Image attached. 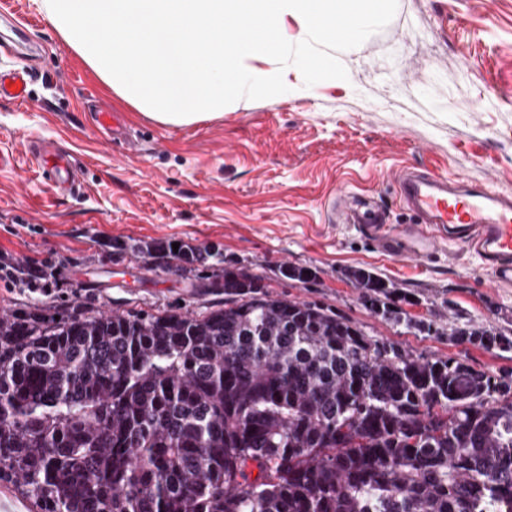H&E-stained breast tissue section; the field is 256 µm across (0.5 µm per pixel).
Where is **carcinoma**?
<instances>
[{
  "mask_svg": "<svg viewBox=\"0 0 512 512\" xmlns=\"http://www.w3.org/2000/svg\"><path fill=\"white\" fill-rule=\"evenodd\" d=\"M222 278L233 299L199 315L0 317V480L40 512H512V372L414 357L258 294V276ZM351 278L373 314L439 333L377 273ZM451 336L512 350L469 320Z\"/></svg>",
  "mask_w": 512,
  "mask_h": 512,
  "instance_id": "obj_1",
  "label": "carcinoma"
}]
</instances>
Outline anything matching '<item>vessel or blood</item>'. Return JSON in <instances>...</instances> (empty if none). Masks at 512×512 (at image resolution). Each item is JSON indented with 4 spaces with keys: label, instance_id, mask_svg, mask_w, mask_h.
<instances>
[{
    "label": "vessel or blood",
    "instance_id": "1",
    "mask_svg": "<svg viewBox=\"0 0 512 512\" xmlns=\"http://www.w3.org/2000/svg\"><path fill=\"white\" fill-rule=\"evenodd\" d=\"M16 103L28 100L26 82L20 74L0 78V96ZM39 169L50 168L58 184L69 183L73 173L64 158L50 146L33 153ZM403 205L416 216L414 223L387 229L381 216L363 211L353 199L339 211L345 223L374 236L381 250L423 258L440 241L459 243L483 261L494 283L512 285V197L487 184H467L420 171L401 172L396 180ZM31 503L13 488L0 486V512H30Z\"/></svg>",
    "mask_w": 512,
    "mask_h": 512
}]
</instances>
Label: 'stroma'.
<instances>
[{
    "mask_svg": "<svg viewBox=\"0 0 512 512\" xmlns=\"http://www.w3.org/2000/svg\"><path fill=\"white\" fill-rule=\"evenodd\" d=\"M16 22L37 59L28 102L0 99V262L55 264L50 302L200 314L223 292L206 287L201 270L180 271L139 248L216 244L225 265L259 276L272 297L328 307L416 356L512 372V350L450 336L464 316L512 338V286L494 285L465 246L389 256L333 214L337 197L353 193L389 223H411L395 183L407 169L512 195V0H398L384 29L339 53L348 80L307 88L291 67L287 93L241 99L190 125L120 100L33 0H0V35ZM98 108L122 115L135 151L105 139ZM35 138L70 155L79 190L58 193L42 176L26 149ZM286 265L314 277L286 279ZM357 268L409 295L404 311L438 334L372 314L349 278Z\"/></svg>",
    "mask_w": 512,
    "mask_h": 512,
    "instance_id": "obj_1",
    "label": "stroma"
}]
</instances>
